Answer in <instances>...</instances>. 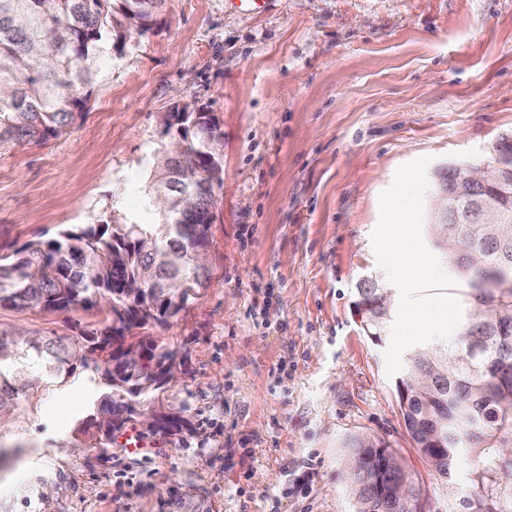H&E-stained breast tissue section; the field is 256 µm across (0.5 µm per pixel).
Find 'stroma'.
I'll return each instance as SVG.
<instances>
[{
  "mask_svg": "<svg viewBox=\"0 0 512 512\" xmlns=\"http://www.w3.org/2000/svg\"><path fill=\"white\" fill-rule=\"evenodd\" d=\"M223 132L209 279L167 325L131 341L180 349L159 394L189 431L150 461L70 445L91 372L0 421V512H354L340 443L386 438L427 512H472L471 458L432 470L404 427L388 340L354 303L385 282L371 235L399 167L480 164L512 136V0H164L158 26L105 52L82 118L0 144V256L67 225L137 214L174 105ZM100 307H0V331L71 341Z\"/></svg>",
  "mask_w": 512,
  "mask_h": 512,
  "instance_id": "1",
  "label": "stroma"
}]
</instances>
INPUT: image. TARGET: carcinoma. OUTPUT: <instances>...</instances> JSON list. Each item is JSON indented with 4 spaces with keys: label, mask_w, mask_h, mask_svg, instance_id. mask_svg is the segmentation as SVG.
<instances>
[{
    "label": "carcinoma",
    "mask_w": 512,
    "mask_h": 512,
    "mask_svg": "<svg viewBox=\"0 0 512 512\" xmlns=\"http://www.w3.org/2000/svg\"><path fill=\"white\" fill-rule=\"evenodd\" d=\"M0 0V143L42 141L62 134L81 117L108 43L125 45L157 26L162 0ZM176 128L193 166L170 161V145L152 152L151 181L144 209L155 220L115 214L100 224L65 227L53 239L31 240L15 255L0 257V306L68 310L105 303L109 316L91 332L83 349L57 336L0 333V420L20 399L51 384H62L77 368L91 367L101 394L77 420L75 448H97L108 455L117 436L135 428L112 413L136 395L155 402L160 373L181 352L165 344L127 342L132 328L149 320L165 323L206 287L205 266L195 252L208 245L209 225L182 208L202 181L200 172L222 167V133L203 109L176 106L166 128ZM501 222L512 226V188L488 194ZM479 215L471 200H448L454 229L436 248L456 263V274L470 289L473 312L463 324L453 353L434 346L411 350L403 372L432 371L430 386L418 390L405 379L396 385L404 426L429 466L448 475L461 454L473 457L478 489L475 512H512V325L498 329L482 316L496 302L512 309V234L487 239L474 232ZM382 287L359 290V312L372 339H381L390 309L376 303ZM163 437L189 429L183 410H168ZM346 488L356 512H424L421 496L407 508L399 484L417 491L409 470L392 475L381 462L395 451L383 438L351 435L344 442Z\"/></svg>",
    "instance_id": "cac0c4a2"
}]
</instances>
